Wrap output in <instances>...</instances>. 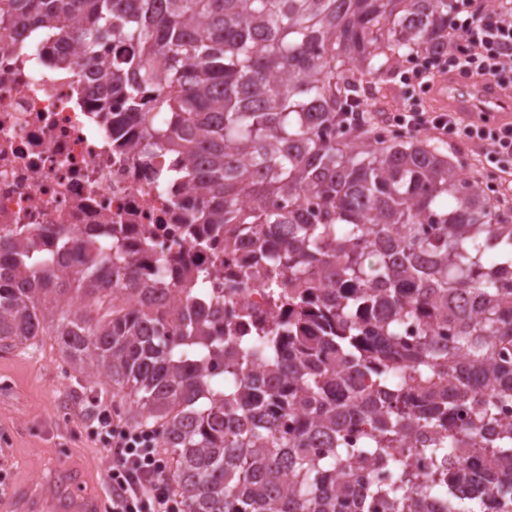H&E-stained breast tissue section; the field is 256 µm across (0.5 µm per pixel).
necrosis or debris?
<instances>
[{"label": "necrosis or debris", "instance_id": "necrosis-or-debris-1", "mask_svg": "<svg viewBox=\"0 0 512 512\" xmlns=\"http://www.w3.org/2000/svg\"><path fill=\"white\" fill-rule=\"evenodd\" d=\"M54 55L67 57L69 67L50 64ZM97 98L78 44L49 32L0 34V237L46 250L60 224L84 241L99 239L105 225H122L132 249L179 258L167 289L156 293L172 301L170 286L201 257L196 234L186 229L193 187L167 177L186 160L112 123L111 114L124 111L121 100L105 114ZM232 296L226 319L269 311L267 293L249 271Z\"/></svg>", "mask_w": 512, "mask_h": 512}]
</instances>
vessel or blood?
<instances>
[{
  "label": "vessel or blood",
  "mask_w": 512,
  "mask_h": 512,
  "mask_svg": "<svg viewBox=\"0 0 512 512\" xmlns=\"http://www.w3.org/2000/svg\"><path fill=\"white\" fill-rule=\"evenodd\" d=\"M432 94L439 105L469 121L492 118L500 123L512 122V91L494 81L443 75L435 79ZM0 512H101V502L97 496L83 492L74 478L68 484L54 485L45 501L19 489L0 501Z\"/></svg>",
  "instance_id": "b4317fda"
}]
</instances>
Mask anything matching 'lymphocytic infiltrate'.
<instances>
[{"label": "lymphocytic infiltrate", "instance_id": "f902f5d3", "mask_svg": "<svg viewBox=\"0 0 512 512\" xmlns=\"http://www.w3.org/2000/svg\"><path fill=\"white\" fill-rule=\"evenodd\" d=\"M461 40L452 49L412 58L400 79L410 95L393 121L401 131L415 134L434 131L460 142L483 144L491 169L501 173L496 192L512 194V124L474 123L454 112H426L419 91L430 90L441 74L480 75L512 86V7L491 8L479 0L470 13L457 20ZM89 435L111 456L107 472L111 512H181L180 500L170 482L167 463L159 451L156 433L129 429L115 423L112 405L97 397L87 408Z\"/></svg>", "mask_w": 512, "mask_h": 512}]
</instances>
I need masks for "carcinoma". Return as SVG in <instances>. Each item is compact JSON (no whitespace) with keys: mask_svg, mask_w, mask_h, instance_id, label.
Instances as JSON below:
<instances>
[{"mask_svg":"<svg viewBox=\"0 0 512 512\" xmlns=\"http://www.w3.org/2000/svg\"><path fill=\"white\" fill-rule=\"evenodd\" d=\"M451 0H0L79 43L185 156L224 248L255 239L273 317L144 295L121 230L57 258L0 239V349L52 336L160 431L184 512H512V224L437 143L389 138L372 78L448 49ZM108 41L121 54L104 62ZM208 258L176 290L224 279ZM418 326L404 339L405 323ZM410 456L429 461L420 473ZM485 471L468 496L456 485Z\"/></svg>","mask_w":512,"mask_h":512,"instance_id":"1","label":"carcinoma"}]
</instances>
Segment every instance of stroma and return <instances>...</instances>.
I'll return each instance as SVG.
<instances>
[{"mask_svg": "<svg viewBox=\"0 0 512 512\" xmlns=\"http://www.w3.org/2000/svg\"><path fill=\"white\" fill-rule=\"evenodd\" d=\"M111 398V387L90 383L53 338L0 351V448L9 449L11 485L46 493L65 465L84 468L88 493L108 499V454L85 432L84 404Z\"/></svg>", "mask_w": 512, "mask_h": 512, "instance_id": "obj_1", "label": "stroma"}]
</instances>
